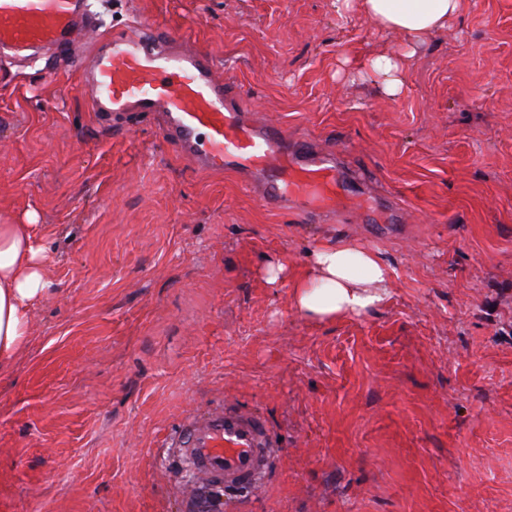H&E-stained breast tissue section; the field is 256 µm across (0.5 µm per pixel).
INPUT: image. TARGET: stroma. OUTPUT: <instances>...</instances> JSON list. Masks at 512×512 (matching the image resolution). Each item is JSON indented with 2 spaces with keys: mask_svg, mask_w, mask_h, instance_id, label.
<instances>
[{
  "mask_svg": "<svg viewBox=\"0 0 512 512\" xmlns=\"http://www.w3.org/2000/svg\"><path fill=\"white\" fill-rule=\"evenodd\" d=\"M89 5L99 33L148 17L210 53L359 197L269 211L156 121L102 123L47 53L0 57V220L32 225L51 282L0 377V512H512V0H462L395 95L368 60L403 37L336 0ZM342 238L389 296L312 320L292 279ZM217 403L262 413L278 453L198 502L162 441Z\"/></svg>",
  "mask_w": 512,
  "mask_h": 512,
  "instance_id": "stroma-1",
  "label": "stroma"
}]
</instances>
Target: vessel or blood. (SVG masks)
I'll return each mask as SVG.
<instances>
[{
  "label": "vessel or blood",
  "mask_w": 512,
  "mask_h": 512,
  "mask_svg": "<svg viewBox=\"0 0 512 512\" xmlns=\"http://www.w3.org/2000/svg\"><path fill=\"white\" fill-rule=\"evenodd\" d=\"M87 33L85 0H0V53L46 50L56 65L77 66L93 111L163 113L183 155L202 170H238L265 206L324 215L354 199L332 154L240 111L208 53L173 50L170 30L147 18L90 43ZM168 445L204 484L228 489L264 481L275 456L264 420L230 405L188 419Z\"/></svg>",
  "instance_id": "obj_1"
}]
</instances>
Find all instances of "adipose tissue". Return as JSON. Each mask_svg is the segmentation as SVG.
I'll use <instances>...</instances> for the list:
<instances>
[{
	"mask_svg": "<svg viewBox=\"0 0 512 512\" xmlns=\"http://www.w3.org/2000/svg\"><path fill=\"white\" fill-rule=\"evenodd\" d=\"M461 0H343L377 27L404 36L405 51L369 61L388 92H398L418 46L448 26ZM41 250L28 224L0 223V375L10 373L30 330L29 310L47 286ZM391 268L377 252L346 240L321 241L307 269L292 283L296 310L325 320L362 314L388 297Z\"/></svg>",
	"mask_w": 512,
	"mask_h": 512,
	"instance_id": "1",
	"label": "adipose tissue"
}]
</instances>
